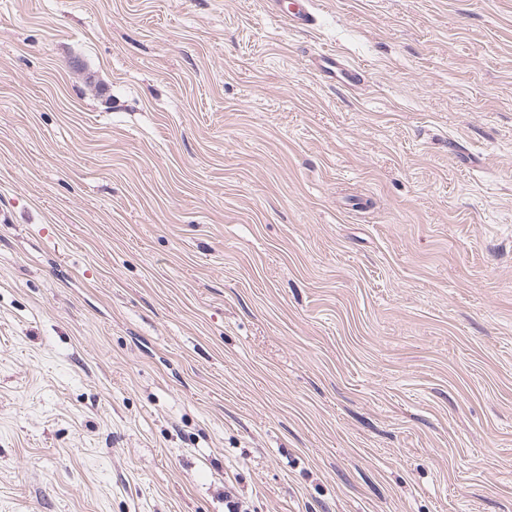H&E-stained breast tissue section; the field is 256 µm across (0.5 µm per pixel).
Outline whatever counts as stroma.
<instances>
[{"label": "stroma", "mask_w": 512, "mask_h": 512, "mask_svg": "<svg viewBox=\"0 0 512 512\" xmlns=\"http://www.w3.org/2000/svg\"><path fill=\"white\" fill-rule=\"evenodd\" d=\"M312 12L0 0V512H512V0ZM269 7L283 18L288 26L295 29H306L313 25L314 15L309 9L311 0H267ZM313 65L324 83L353 89L364 82V70L346 63L337 51L319 53L314 58Z\"/></svg>", "instance_id": "1"}]
</instances>
